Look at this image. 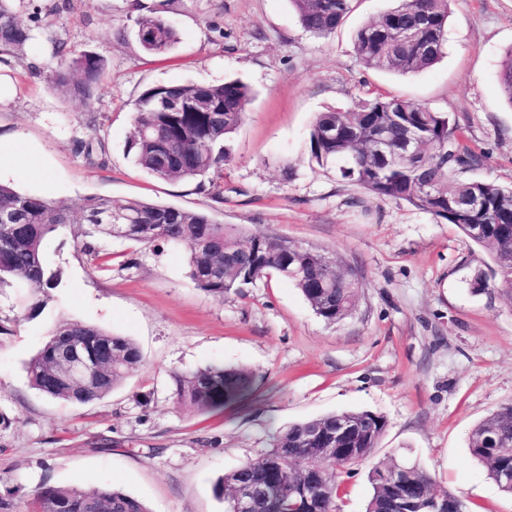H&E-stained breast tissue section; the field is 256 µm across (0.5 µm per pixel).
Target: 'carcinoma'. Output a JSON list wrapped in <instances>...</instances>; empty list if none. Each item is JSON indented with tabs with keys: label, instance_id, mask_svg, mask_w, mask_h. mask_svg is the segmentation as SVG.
<instances>
[{
	"label": "carcinoma",
	"instance_id": "carcinoma-1",
	"mask_svg": "<svg viewBox=\"0 0 512 512\" xmlns=\"http://www.w3.org/2000/svg\"><path fill=\"white\" fill-rule=\"evenodd\" d=\"M353 0H291L303 29L317 37L331 36L352 9ZM449 0H397L380 17L361 26L354 52L366 69L397 75H416L438 63L448 44ZM23 0H0V52L20 55L33 40V30L21 19ZM139 42L150 54H162L179 40L177 28L155 16L137 20ZM56 64L49 82L71 97L91 103L102 58L94 53L54 45ZM500 88L512 103V50L498 74ZM252 96L240 81L222 84H157L143 90L134 103V132L128 152L135 163L164 181L195 180L219 172L231 160L229 143L240 127ZM415 130L417 153L388 163L375 157L374 135L382 130L392 145L404 132ZM310 153L320 166L336 165V176L379 197L404 200L437 219L456 225L464 236L489 251L491 273L512 287V187L493 181L469 180L459 171L477 156L460 141L458 126L445 112L410 99L377 95L353 107L321 112L310 131ZM475 198L483 214L451 207L460 198ZM0 285L15 282L36 289L29 316L41 313L50 291L61 285L60 272L50 267L43 251L48 235L70 224H88L103 238H112L113 225H122L119 238L150 244L158 241L184 248L189 276L217 300L275 272L291 281L316 315L329 323L346 318L355 308L362 283L356 277L336 281V257L308 246L297 254L294 243L247 235L213 221L204 212L140 199L121 205L87 197L76 207L43 196L29 195L0 184ZM484 224L483 236L472 225ZM205 241L210 248L194 249ZM79 342L107 352L81 381L71 380L61 365L63 347ZM142 364V354L128 336L96 325L61 322L27 363L31 386L44 396L71 405L93 403L119 386ZM173 395L180 403L205 413L236 402L251 392L252 375L244 368L213 363L172 375ZM342 421L353 427L354 453L325 455L310 440L314 432H329ZM387 426L369 410L329 413L288 425L273 439L257 462H247L220 477L214 486L233 512L238 488L250 484L262 490L257 512H336L339 477L370 460ZM473 458L483 463L501 491L512 495V404L479 422L469 435ZM404 470V482L393 483L388 468ZM372 494L366 512H385L390 502L405 504L404 512H430L433 499L455 495L436 490L430 474L419 464L395 456L375 463L369 473ZM32 512H150L144 501L102 485L80 484L46 488L32 502Z\"/></svg>",
	"mask_w": 512,
	"mask_h": 512
}]
</instances>
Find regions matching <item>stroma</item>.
Segmentation results:
<instances>
[{"mask_svg":"<svg viewBox=\"0 0 512 512\" xmlns=\"http://www.w3.org/2000/svg\"><path fill=\"white\" fill-rule=\"evenodd\" d=\"M58 3L24 0L36 38L0 68L13 95L0 109V158L19 154L25 164L1 182L70 205L95 196L204 211L335 253L363 288L333 324L275 275L219 301L189 278L183 249L104 239L97 246L112 262L101 269L77 246L80 225L49 236L44 251L62 286L43 312L28 317L29 289L0 287V415L11 422L0 430V491H11L16 512L42 489L75 483L121 489L150 512H224L215 481L260 460L276 429L358 409L387 421L376 460L415 461L468 512H512V496L468 449L471 429L512 403V297L496 279L483 292L471 287L489 254L455 225L338 180L309 149L318 113L400 96L455 119L480 157L467 178L511 185L512 104L497 75L512 50V0H452L446 57L408 77L365 69L354 53L357 29L392 0H354L326 38L301 28L290 0ZM150 12L179 31L166 54L140 48L136 21ZM57 41L103 57L91 106L49 89ZM229 79L255 97L216 187L162 181L134 164L127 144L144 89ZM89 139L99 143L90 157L76 149ZM63 320L132 338L142 366L90 405L43 396L25 364ZM213 362L253 372L248 398L208 413L178 405L171 373ZM370 469L341 475L337 512H364Z\"/></svg>","mask_w":512,"mask_h":512,"instance_id":"35a3bbf8","label":"stroma"}]
</instances>
